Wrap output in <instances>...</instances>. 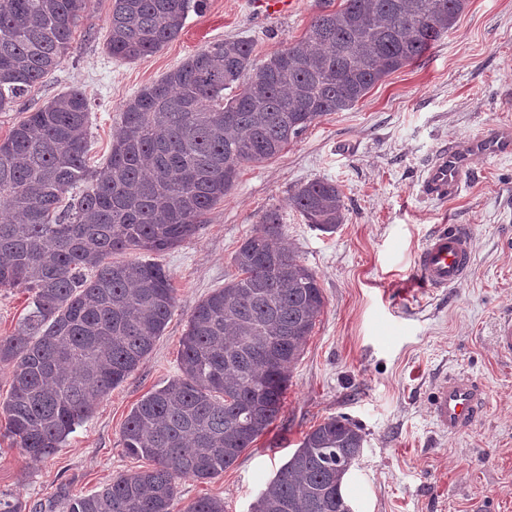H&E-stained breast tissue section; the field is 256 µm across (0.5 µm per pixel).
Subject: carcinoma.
<instances>
[{
	"instance_id": "carcinoma-1",
	"label": "carcinoma",
	"mask_w": 512,
	"mask_h": 512,
	"mask_svg": "<svg viewBox=\"0 0 512 512\" xmlns=\"http://www.w3.org/2000/svg\"><path fill=\"white\" fill-rule=\"evenodd\" d=\"M90 0H0V112L65 59ZM204 0H112L106 50L145 59L176 39ZM468 0H343L305 36L257 64L245 40L203 48L125 104L107 161L91 168L89 100L78 87L30 113L0 141V288L28 293L16 332L0 337L11 368L0 401L6 436L47 459L99 402L149 358L175 308L158 262L193 238L240 169L281 153L318 119L351 109L377 83L419 60ZM229 94H224V91ZM315 229L345 220L340 185L293 191ZM232 257L237 275L188 318L179 374L144 396L121 436L153 467L121 476L68 512H174L175 478L210 481L279 417L291 369L324 308L316 273L266 210ZM364 437L345 417L308 431L251 512H345L343 483ZM185 512H224L203 496Z\"/></svg>"
}]
</instances>
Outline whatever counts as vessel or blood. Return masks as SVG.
<instances>
[{"label":"vessel or blood","instance_id":"b4317fda","mask_svg":"<svg viewBox=\"0 0 512 512\" xmlns=\"http://www.w3.org/2000/svg\"><path fill=\"white\" fill-rule=\"evenodd\" d=\"M489 156L512 155V127L496 126L473 139L441 149L426 168L421 191L433 199H445L458 192L474 153ZM473 263L470 232L465 225L438 229L427 239L416 257L421 287L441 289L457 286ZM482 409L479 390L468 379L443 380L435 391L432 414L440 429L455 431L471 422Z\"/></svg>","mask_w":512,"mask_h":512}]
</instances>
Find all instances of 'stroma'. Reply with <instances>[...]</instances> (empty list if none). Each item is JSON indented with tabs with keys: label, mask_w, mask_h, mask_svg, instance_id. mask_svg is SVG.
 <instances>
[{
	"label": "stroma",
	"mask_w": 512,
	"mask_h": 512,
	"mask_svg": "<svg viewBox=\"0 0 512 512\" xmlns=\"http://www.w3.org/2000/svg\"><path fill=\"white\" fill-rule=\"evenodd\" d=\"M340 5L296 0L292 14L266 19L254 0H206L175 40L126 62L105 49L112 0H91L63 63L0 112V139L26 113L79 87L90 102L89 163L100 164L125 103L197 51L248 40L260 62ZM499 124L512 125V0H469L421 59L353 108L317 120L274 158L242 166L198 234L157 255L172 277L176 306L151 355L46 460H30L0 423V493L18 497L22 512L38 503L65 512V497L151 468L125 452L123 423L144 395L176 376L189 315L232 278L235 251L276 207L289 242L319 278L325 306L279 418L218 478H176V512L205 495L223 500L225 512H250L303 436L337 416L364 435L344 485L353 512H512V358L495 341L499 323L512 318V156H474L472 175L454 198L420 192L440 147ZM315 179L343 190L346 220L335 233L315 230L288 203ZM448 224L468 225L473 265L456 287L420 289L416 255ZM458 375L483 389L487 405L471 426L448 433L438 429L431 402L436 384Z\"/></svg>",
	"instance_id": "obj_1"
}]
</instances>
